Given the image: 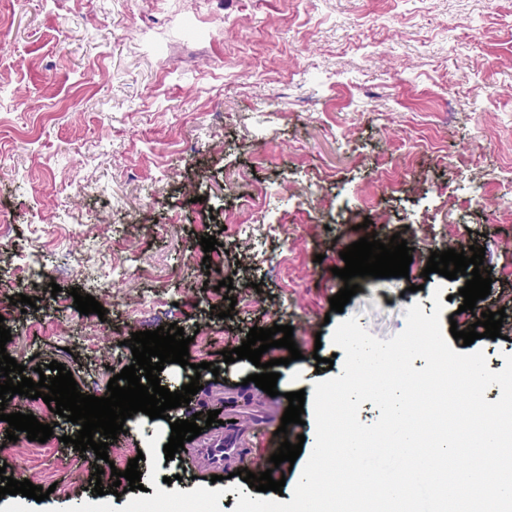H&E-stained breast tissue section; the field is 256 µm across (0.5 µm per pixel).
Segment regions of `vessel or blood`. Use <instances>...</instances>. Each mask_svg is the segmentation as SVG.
I'll return each mask as SVG.
<instances>
[{"instance_id":"1","label":"vessel or blood","mask_w":512,"mask_h":512,"mask_svg":"<svg viewBox=\"0 0 512 512\" xmlns=\"http://www.w3.org/2000/svg\"><path fill=\"white\" fill-rule=\"evenodd\" d=\"M226 415L239 424L248 423V432H211L200 439L195 448L189 449L188 454L192 459L220 473L225 467L249 463L250 458L245 447L251 439H262L267 453L271 454L277 450L278 444L274 436V425L278 415L276 405L266 406L264 412L257 415L232 408L227 409Z\"/></svg>"}]
</instances>
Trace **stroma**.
I'll list each match as a JSON object with an SVG mask.
<instances>
[{
  "instance_id": "stroma-1",
  "label": "stroma",
  "mask_w": 512,
  "mask_h": 512,
  "mask_svg": "<svg viewBox=\"0 0 512 512\" xmlns=\"http://www.w3.org/2000/svg\"><path fill=\"white\" fill-rule=\"evenodd\" d=\"M258 225L225 227V215ZM0 321L6 351L33 377L56 361L81 392L106 396L132 364V333L177 323L192 363L240 346L250 328L291 325L302 359L282 365L289 391H312L317 358L343 357L336 324L358 318L386 340L407 307H443L459 329L505 310L501 338L473 343L490 370L512 355V0H0ZM218 245L204 254L200 238ZM413 249L408 277L360 279L343 312L339 253L361 237ZM485 249L491 293L462 311L465 276L423 278L432 252ZM125 272L113 279V262ZM232 279L231 317L219 281ZM60 285L50 294L49 283ZM105 308L77 311L70 288ZM155 292L172 312H148ZM36 305L12 317L19 295ZM104 324L107 333L90 335ZM241 359L204 372L171 419L220 409L247 383ZM6 413L54 427L47 442L6 440V473L50 489L38 502L5 495L0 512H60L92 500L93 450L42 399L13 396ZM116 469L156 427L127 420Z\"/></svg>"
}]
</instances>
